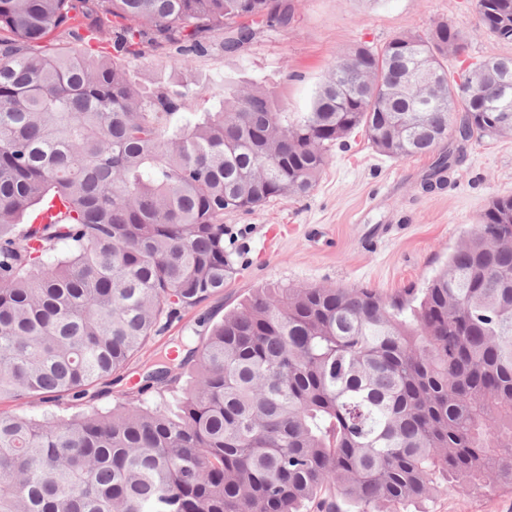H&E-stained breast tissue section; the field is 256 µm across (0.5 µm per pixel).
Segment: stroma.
Returning <instances> with one entry per match:
<instances>
[{"mask_svg":"<svg viewBox=\"0 0 512 512\" xmlns=\"http://www.w3.org/2000/svg\"><path fill=\"white\" fill-rule=\"evenodd\" d=\"M294 19L269 31L238 57L213 49L194 58L183 79L189 109L216 103L215 84L227 77L261 82L277 91L289 111H307L334 55L360 42L382 46L404 32L423 33L449 19L468 33L470 60L512 57L504 42L479 26L475 0H292ZM430 157L394 160L379 155L362 133L334 146L314 190L276 199L251 212H228L225 225L238 234L244 255L224 290L181 311L153 336L121 383L98 385L92 401L106 410L136 391L148 365L185 355L212 322L255 289L273 282L295 286L363 287L392 296L425 288L450 254L478 224L489 202L512 197V138L472 143L447 182L419 187ZM0 411L37 420L76 413L74 401L1 398ZM399 512H512V489L494 485L482 493L448 490Z\"/></svg>","mask_w":512,"mask_h":512,"instance_id":"stroma-1","label":"stroma"}]
</instances>
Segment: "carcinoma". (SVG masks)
Segmentation results:
<instances>
[{
  "label": "carcinoma",
  "instance_id": "obj_1",
  "mask_svg": "<svg viewBox=\"0 0 512 512\" xmlns=\"http://www.w3.org/2000/svg\"><path fill=\"white\" fill-rule=\"evenodd\" d=\"M512 41V0H476ZM293 20L290 0H0V398L80 401L119 382L165 319L236 273L224 209L312 191L361 131L382 156L512 138V58L463 57L442 20L338 52L308 111L224 81L211 112L175 78ZM65 36L49 43V36ZM108 37L112 56L86 50ZM459 67L448 70V58ZM180 366L107 411L0 412V512H394L449 487L512 489V197L422 289L269 285Z\"/></svg>",
  "mask_w": 512,
  "mask_h": 512
}]
</instances>
